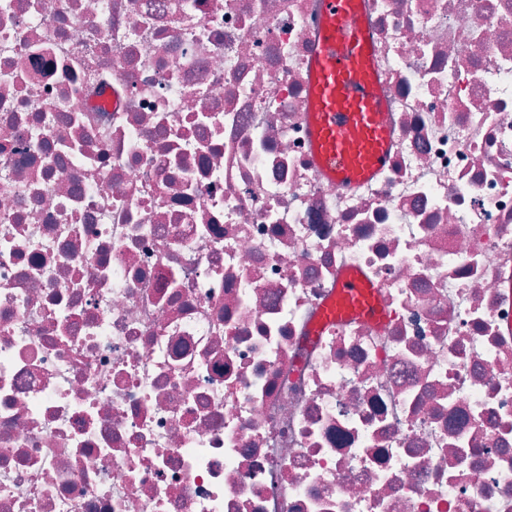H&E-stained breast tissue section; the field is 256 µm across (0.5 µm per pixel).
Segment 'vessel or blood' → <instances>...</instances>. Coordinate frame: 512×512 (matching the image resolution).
I'll return each mask as SVG.
<instances>
[{"label":"vessel or blood","mask_w":512,"mask_h":512,"mask_svg":"<svg viewBox=\"0 0 512 512\" xmlns=\"http://www.w3.org/2000/svg\"><path fill=\"white\" fill-rule=\"evenodd\" d=\"M322 21L308 62L310 152L326 178L355 186L384 163L396 134L387 120L362 0H321ZM385 319L376 287L355 274L338 283L324 321Z\"/></svg>","instance_id":"1"}]
</instances>
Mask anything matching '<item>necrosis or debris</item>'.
Masks as SVG:
<instances>
[{"instance_id":"necrosis-or-debris-1","label":"necrosis or debris","mask_w":512,"mask_h":512,"mask_svg":"<svg viewBox=\"0 0 512 512\" xmlns=\"http://www.w3.org/2000/svg\"><path fill=\"white\" fill-rule=\"evenodd\" d=\"M320 8L0 0V512H512V0H366L354 188ZM362 0H321V25L308 62L310 152L326 178L358 185L389 156L396 140L380 91ZM336 302L324 312V322L358 318L372 323H382L385 310L376 287L364 277L355 274L342 278L338 283Z\"/></svg>"}]
</instances>
